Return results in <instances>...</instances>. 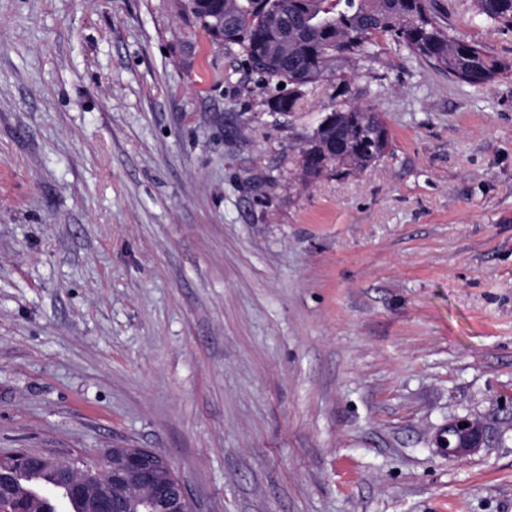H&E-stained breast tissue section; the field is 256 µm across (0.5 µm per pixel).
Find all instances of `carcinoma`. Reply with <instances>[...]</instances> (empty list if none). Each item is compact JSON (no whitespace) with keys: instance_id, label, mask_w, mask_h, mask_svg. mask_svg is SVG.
Listing matches in <instances>:
<instances>
[{"instance_id":"carcinoma-1","label":"carcinoma","mask_w":512,"mask_h":512,"mask_svg":"<svg viewBox=\"0 0 512 512\" xmlns=\"http://www.w3.org/2000/svg\"><path fill=\"white\" fill-rule=\"evenodd\" d=\"M252 2L224 0V16L235 26L224 46L238 48L251 73L288 87V100L277 94L267 101L271 112L293 111L302 87L326 77L336 60L364 56L381 39L470 86L493 83L505 71L481 46L451 36L436 20L430 0H273L266 11ZM473 8L495 27L512 29V0H473ZM266 39L267 52L255 53L254 43ZM333 113L334 125L306 141L307 181L363 172L390 147L378 113L342 106Z\"/></svg>"}]
</instances>
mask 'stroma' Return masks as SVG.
Returning a JSON list of instances; mask_svg holds the SVG:
<instances>
[{
	"label": "stroma",
	"mask_w": 512,
	"mask_h": 512,
	"mask_svg": "<svg viewBox=\"0 0 512 512\" xmlns=\"http://www.w3.org/2000/svg\"><path fill=\"white\" fill-rule=\"evenodd\" d=\"M433 7L506 73L383 40L283 116L175 0H0V451L149 448L198 512H512V30ZM339 105L389 152L304 181ZM468 423V426H464ZM487 442V431L482 422L473 416H456L436 435L439 452L449 460L463 461L482 448Z\"/></svg>",
	"instance_id": "obj_1"
}]
</instances>
